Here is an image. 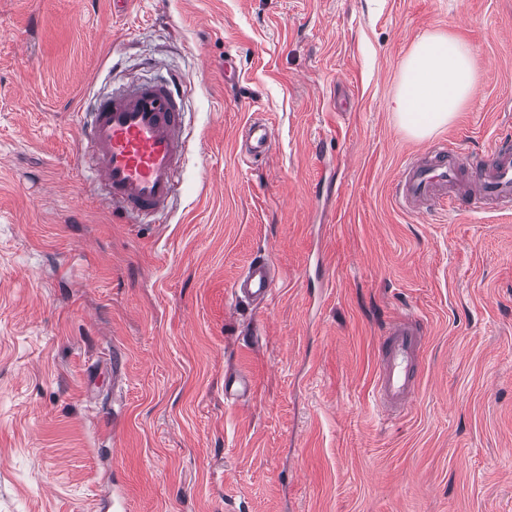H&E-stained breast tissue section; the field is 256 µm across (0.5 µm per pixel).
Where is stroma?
Returning <instances> with one entry per match:
<instances>
[{"mask_svg":"<svg viewBox=\"0 0 512 512\" xmlns=\"http://www.w3.org/2000/svg\"><path fill=\"white\" fill-rule=\"evenodd\" d=\"M434 33L477 90L417 139L389 100ZM174 73L177 195L115 221L78 166L87 106ZM431 141L469 171L512 148V0H0V512H114L116 480L129 512H512V212L399 207ZM259 257L272 297L236 302ZM404 313L426 341L391 417L372 383ZM245 153L247 160L257 156H268L274 143V135L270 126L260 120L249 123L245 130ZM252 392V382L246 373L239 372L228 378L224 384V398L227 401H239Z\"/></svg>","mask_w":512,"mask_h":512,"instance_id":"stroma-1","label":"stroma"}]
</instances>
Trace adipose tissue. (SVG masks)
I'll list each match as a JSON object with an SVG mask.
<instances>
[{
    "mask_svg": "<svg viewBox=\"0 0 512 512\" xmlns=\"http://www.w3.org/2000/svg\"><path fill=\"white\" fill-rule=\"evenodd\" d=\"M476 87L471 46L434 33L419 39L404 60L392 110L407 133L423 138L450 123Z\"/></svg>",
    "mask_w": 512,
    "mask_h": 512,
    "instance_id": "obj_1",
    "label": "adipose tissue"
}]
</instances>
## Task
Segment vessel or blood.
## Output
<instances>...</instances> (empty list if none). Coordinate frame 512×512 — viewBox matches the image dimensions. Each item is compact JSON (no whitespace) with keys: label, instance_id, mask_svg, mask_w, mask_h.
<instances>
[{"label":"vessel or blood","instance_id":"1","mask_svg":"<svg viewBox=\"0 0 512 512\" xmlns=\"http://www.w3.org/2000/svg\"><path fill=\"white\" fill-rule=\"evenodd\" d=\"M175 81L138 84L115 96L98 100L87 115L81 136L85 144L79 166L113 211L130 218L164 216L174 199L185 152L182 114ZM274 135L256 120L245 130L247 158L268 156ZM470 209L512 210V151L496 153L492 164L468 179L453 149L437 143L424 155L407 162L395 188L397 204L414 211L427 202L455 207L458 199ZM276 279L265 259L253 261L233 287L237 300L264 303ZM424 345L419 322L408 315L395 318L379 345L373 382L375 407L387 415L406 411L415 395L420 351ZM252 382L237 373L224 384V398L249 397Z\"/></svg>","mask_w":512,"mask_h":512}]
</instances>
